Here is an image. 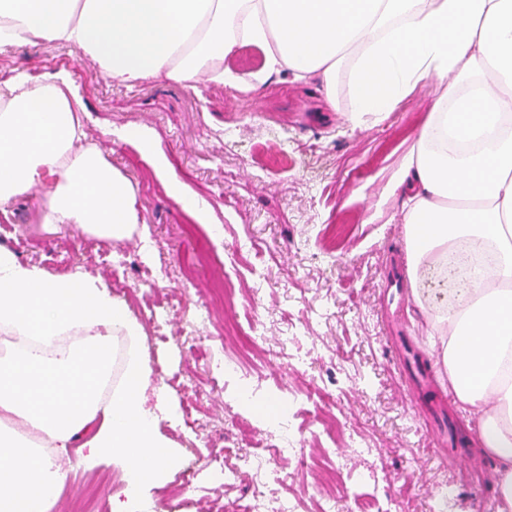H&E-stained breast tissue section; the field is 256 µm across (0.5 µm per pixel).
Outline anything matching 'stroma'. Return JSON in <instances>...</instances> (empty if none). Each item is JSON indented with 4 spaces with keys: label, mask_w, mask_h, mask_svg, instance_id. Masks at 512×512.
Listing matches in <instances>:
<instances>
[{
    "label": "stroma",
    "mask_w": 512,
    "mask_h": 512,
    "mask_svg": "<svg viewBox=\"0 0 512 512\" xmlns=\"http://www.w3.org/2000/svg\"><path fill=\"white\" fill-rule=\"evenodd\" d=\"M226 65L254 74L250 88L205 78L188 88L164 77L127 87L66 46L0 51V81L19 73L68 74L89 139L136 190L144 234L103 241L75 225L42 223L38 188L0 209V245L55 274L101 277L142 324L153 382L169 387L177 414L160 419L159 429L182 457L150 503L184 498L185 512H243L255 492L250 475L233 468L234 423L244 411L223 375L208 370L212 350L234 353V340L224 335L230 321L261 325L263 353L246 363L264 389L256 413L264 426L251 452L274 454L280 437L271 406L294 396L289 430L295 438L316 440L315 418L327 411L344 426L347 446L329 462L337 473L335 512H350L361 493L375 496L380 512H433L445 482L453 486L447 512H494L493 483L470 480L442 457L440 447L452 451L455 443H443L425 424L447 412L460 417L468 453L490 472L493 461L475 443L478 412L441 397L451 383L417 303L397 321L383 299L385 283L406 270L404 198L391 187L413 146V130L443 83L422 82L382 123L354 129L345 112L327 110L317 75L264 71L254 47ZM126 127L153 134L184 191L205 208L206 224L193 223L168 196L150 158L118 138ZM279 154L287 163L268 165ZM205 239L211 243L205 260L185 267L183 256ZM118 250L125 263L115 267L110 256ZM227 273L240 296L188 343L189 319L197 306L213 302V288ZM300 384L327 385L333 402L297 393ZM218 453L233 469L221 489L205 469ZM61 462L68 476L49 512H69L92 480L104 482L99 512H111L113 498L123 497L119 472L84 470L73 452ZM278 465L288 480L269 484L266 497L293 500L295 512H320L305 463L282 455Z\"/></svg>",
    "instance_id": "stroma-1"
}]
</instances>
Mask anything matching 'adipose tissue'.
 Instances as JSON below:
<instances>
[{
	"instance_id": "ef3b65f1",
	"label": "adipose tissue",
	"mask_w": 512,
	"mask_h": 512,
	"mask_svg": "<svg viewBox=\"0 0 512 512\" xmlns=\"http://www.w3.org/2000/svg\"><path fill=\"white\" fill-rule=\"evenodd\" d=\"M63 44L110 80L134 86L199 76L233 86L224 63L254 46L269 71L315 73L326 105L348 99L353 126L379 123L416 85L445 81L394 185L405 198L408 277L442 269L462 243L480 244L452 304L427 309L458 400L479 409L478 443L497 463L498 512H512V0H0V48ZM68 78L0 82V206L44 188L42 221L99 239L130 237L139 221L129 178L89 141ZM169 196L198 222L159 143L128 131ZM0 328L43 342L86 332L66 356H0V412L22 418L58 452L82 448L88 467L119 470L137 494L179 464L146 390L142 327L101 278L53 274L0 247ZM126 331L129 359L108 401V332ZM0 512H46L67 474L0 423Z\"/></svg>"
}]
</instances>
